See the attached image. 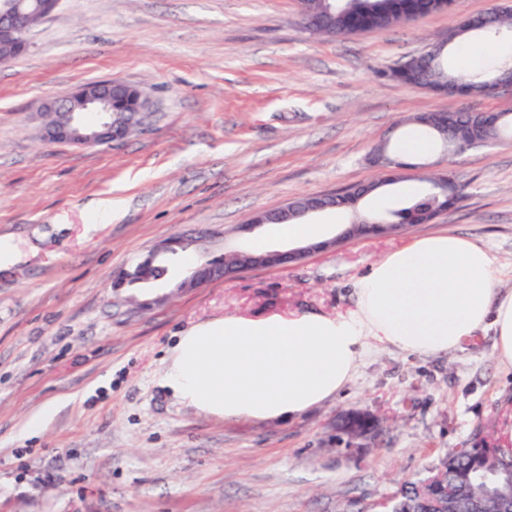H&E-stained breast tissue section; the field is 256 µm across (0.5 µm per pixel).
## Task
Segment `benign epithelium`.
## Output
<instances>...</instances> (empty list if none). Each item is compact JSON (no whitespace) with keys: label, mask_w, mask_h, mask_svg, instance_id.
Returning a JSON list of instances; mask_svg holds the SVG:
<instances>
[{"label":"benign epithelium","mask_w":512,"mask_h":512,"mask_svg":"<svg viewBox=\"0 0 512 512\" xmlns=\"http://www.w3.org/2000/svg\"><path fill=\"white\" fill-rule=\"evenodd\" d=\"M35 15L24 9L18 0H0V32L18 40H27L34 27ZM130 86L116 80H100L82 86L65 98H50L39 106V116L57 113L63 118V125L50 132L41 125L40 139L55 143H67L75 146L112 145L129 136L130 127L123 114L128 112L127 93ZM500 120L498 112H481L479 119L469 124L466 138L456 145V151L462 152L486 144L484 131ZM336 206V196H319L316 203L306 209L296 207L290 202L274 212L257 213L239 226V232L245 233L262 224H289L309 213L323 211ZM448 211V204L438 202L421 209L415 216V223L426 224ZM406 228L404 224H387L371 218L348 225L340 234L316 244L297 246L289 250L266 249L260 253L245 247H238L224 254V263L206 261L201 269L181 283L183 288H198L216 277L228 274H240L257 268L288 266L301 263L310 254L336 248L346 241L362 236L388 234ZM360 421L352 423L347 433L353 438H364L377 426V420L366 412L359 413ZM502 473L495 464H486L472 471L469 481L481 489L480 496L474 501L473 508L479 512H512V468L507 478L497 484L495 491L487 490L488 484ZM448 469L435 464L419 483L425 496L436 500V507L446 509L455 500L456 493L448 487Z\"/></svg>","instance_id":"benign-epithelium-1"}]
</instances>
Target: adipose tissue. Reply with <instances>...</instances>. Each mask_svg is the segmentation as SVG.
I'll return each mask as SVG.
<instances>
[{"instance_id": "obj_1", "label": "adipose tissue", "mask_w": 512, "mask_h": 512, "mask_svg": "<svg viewBox=\"0 0 512 512\" xmlns=\"http://www.w3.org/2000/svg\"><path fill=\"white\" fill-rule=\"evenodd\" d=\"M471 239L448 232L413 240L373 262L345 315H227L179 336L160 377L181 402L224 418L300 415L336 395L370 342L411 354L453 350L484 329L512 366V291Z\"/></svg>"}]
</instances>
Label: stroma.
Wrapping results in <instances>:
<instances>
[{"mask_svg":"<svg viewBox=\"0 0 512 512\" xmlns=\"http://www.w3.org/2000/svg\"><path fill=\"white\" fill-rule=\"evenodd\" d=\"M503 2L454 0L327 40L304 29L298 0H61L0 66V237L14 249L0 269V512H384L448 450L498 447L512 367L489 329L433 355L371 345L336 396L281 422L199 413L158 378L197 324L353 310L372 262L435 232L483 246L512 290L510 139L457 155L433 144L384 187L393 200L452 171L463 197L431 223L201 288L181 286L194 245L158 256L161 279H113L197 229L223 259L253 214L378 178L374 147L423 135L416 116L512 111L504 89L449 97L383 76ZM105 79L151 97L141 130L112 146L40 141L43 100ZM103 200L112 215L98 221ZM50 401L56 414L28 434ZM352 410L379 428L351 438Z\"/></svg>","mask_w":512,"mask_h":512,"instance_id":"stroma-1","label":"stroma"}]
</instances>
